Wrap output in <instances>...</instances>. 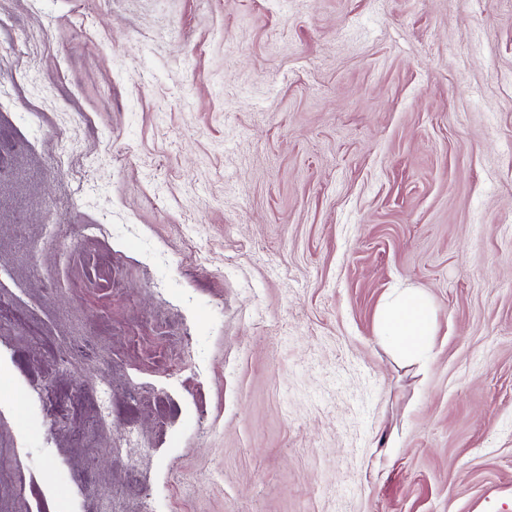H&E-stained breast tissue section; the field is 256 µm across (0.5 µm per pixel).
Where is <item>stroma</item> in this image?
I'll use <instances>...</instances> for the list:
<instances>
[{
	"label": "stroma",
	"mask_w": 512,
	"mask_h": 512,
	"mask_svg": "<svg viewBox=\"0 0 512 512\" xmlns=\"http://www.w3.org/2000/svg\"><path fill=\"white\" fill-rule=\"evenodd\" d=\"M1 17L0 512H512V0ZM379 333L403 357L416 360L431 348L434 308L416 288H404L377 314Z\"/></svg>",
	"instance_id": "35a3bbf8"
}]
</instances>
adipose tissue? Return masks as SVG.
<instances>
[{
    "label": "adipose tissue",
    "mask_w": 512,
    "mask_h": 512,
    "mask_svg": "<svg viewBox=\"0 0 512 512\" xmlns=\"http://www.w3.org/2000/svg\"><path fill=\"white\" fill-rule=\"evenodd\" d=\"M377 321L380 335L401 356L415 360L430 349L435 312L423 292L404 289L379 310Z\"/></svg>",
    "instance_id": "ef3b65f1"
}]
</instances>
